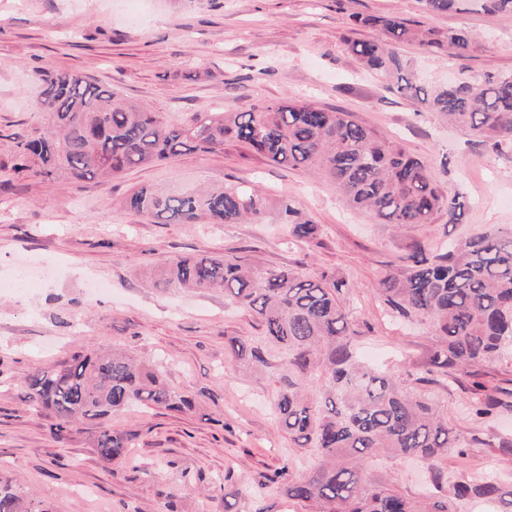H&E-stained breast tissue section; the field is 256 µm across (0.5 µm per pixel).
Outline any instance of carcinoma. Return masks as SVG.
Here are the masks:
<instances>
[{"mask_svg":"<svg viewBox=\"0 0 512 512\" xmlns=\"http://www.w3.org/2000/svg\"><path fill=\"white\" fill-rule=\"evenodd\" d=\"M351 25L377 31L371 39L346 42L366 69L395 80L398 90L468 135L512 139V73L455 82L430 94L408 77L400 46L412 44L430 54L449 47L461 57L476 45L469 32L443 35L397 15L358 14ZM32 81L48 126L14 143L20 170L41 181L118 179L184 152L213 153L230 143L273 166L319 174L350 208L379 224H431L440 213L451 224L461 214L459 196L433 180L424 160L348 112L286 98L258 111L201 112L188 124L174 125L158 112L117 101L112 89L77 72L38 71ZM122 207L166 223L246 224L264 220L269 200L253 184L192 192L141 186ZM275 208L293 239L316 238L319 225L296 200L282 198ZM159 265L156 285L221 291L257 323L260 335L227 337L225 351L276 379V425L319 457L300 479L290 477L286 465L270 478L287 499L307 512H457L458 502L470 498L512 507V489L504 493L487 478L462 477L442 489L440 459L450 452L464 455L466 445L433 404L361 357L360 332L340 298L348 284L336 274L309 279L237 254L179 255ZM376 291L393 316L434 327L439 340L432 368L452 379L459 373L472 377V411L478 418L491 415L499 402L473 368L512 352V226L488 229L463 243L450 241L434 257L418 245L406 267L387 274ZM25 384L56 440L68 438L85 419L99 420L95 451L108 465L125 462L132 440L131 433L112 429L113 413L132 406L195 410L192 398L168 386L160 367L119 351L92 349L36 367ZM377 456L427 461L432 483L444 493L414 500L370 481L365 465ZM0 512L50 510L18 485L0 482Z\"/></svg>","mask_w":512,"mask_h":512,"instance_id":"cac0c4a2","label":"carcinoma"}]
</instances>
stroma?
Listing matches in <instances>:
<instances>
[{"label": "stroma", "mask_w": 512, "mask_h": 512, "mask_svg": "<svg viewBox=\"0 0 512 512\" xmlns=\"http://www.w3.org/2000/svg\"><path fill=\"white\" fill-rule=\"evenodd\" d=\"M120 0H0V480L20 483L52 512H224L220 484L241 488L236 512L263 500L270 512H304L281 497L270 477H293L316 461L275 425L278 384L234 363L229 336H255L253 318L220 292L153 288L158 260L180 254L244 253L262 265L293 267L316 278L333 272L350 286L342 297L362 332L413 394L428 399L468 445L442 462L446 481L490 473L512 486V356L481 365L501 406L490 419L470 411L466 376L432 372L436 338L428 325L391 317L376 288L406 264L415 245L427 255L491 226H512V140L476 142L393 83L364 70L346 39L351 15L395 14L445 33L478 37L464 58L400 49L424 89L451 80L512 72V14L471 4L428 14L420 0H153L151 21L124 22ZM66 69L111 86L174 124L206 111H249L288 97L340 109L427 161L433 179L459 194L456 223L379 224L347 209L333 185L307 170L273 167L234 145L189 152L112 181H38L15 171V136L41 128L46 116L30 77ZM227 182L256 184L270 202L298 201L319 226L293 241L275 213L259 224H157L124 211L121 200L147 185L187 190ZM93 347H120L160 362L175 390L192 395L195 412L135 408L112 415L134 434L132 464L99 460L97 421L68 439L51 437L27 397L32 368ZM369 477L417 499L431 490L417 460L373 458Z\"/></svg>", "instance_id": "stroma-1"}]
</instances>
